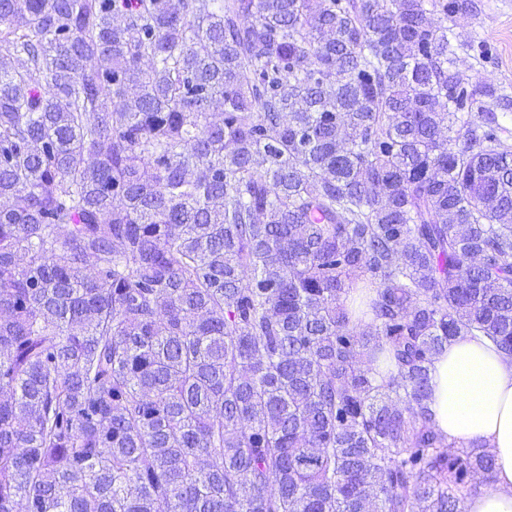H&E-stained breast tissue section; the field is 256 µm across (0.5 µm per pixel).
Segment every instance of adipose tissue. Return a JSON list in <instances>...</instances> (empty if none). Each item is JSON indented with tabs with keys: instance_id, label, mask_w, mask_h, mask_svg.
<instances>
[{
	"instance_id": "obj_1",
	"label": "adipose tissue",
	"mask_w": 512,
	"mask_h": 512,
	"mask_svg": "<svg viewBox=\"0 0 512 512\" xmlns=\"http://www.w3.org/2000/svg\"><path fill=\"white\" fill-rule=\"evenodd\" d=\"M433 421L449 442L492 449L495 481L467 512H512V357L467 335L449 341L430 368Z\"/></svg>"
}]
</instances>
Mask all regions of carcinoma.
Listing matches in <instances>:
<instances>
[{"instance_id": "1", "label": "carcinoma", "mask_w": 512, "mask_h": 512, "mask_svg": "<svg viewBox=\"0 0 512 512\" xmlns=\"http://www.w3.org/2000/svg\"><path fill=\"white\" fill-rule=\"evenodd\" d=\"M456 7L0 0V512H466L429 366L512 357V148Z\"/></svg>"}]
</instances>
